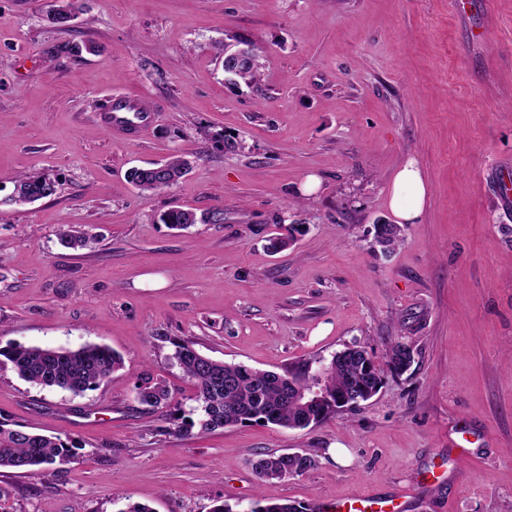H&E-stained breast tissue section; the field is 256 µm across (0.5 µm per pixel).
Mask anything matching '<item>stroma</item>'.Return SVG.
Wrapping results in <instances>:
<instances>
[{
  "label": "stroma",
  "instance_id": "1",
  "mask_svg": "<svg viewBox=\"0 0 512 512\" xmlns=\"http://www.w3.org/2000/svg\"><path fill=\"white\" fill-rule=\"evenodd\" d=\"M473 3L462 18L452 0H75L60 27L49 0H0V347L97 343L125 363L80 396L0 370V422L82 447L55 473L0 472V512L371 495L512 512V0ZM234 36L262 52L261 93L224 83L215 46ZM117 94L154 116L136 141L96 117ZM174 152L192 164L176 185L127 182ZM411 159L430 195L388 252L374 223ZM23 173L55 195L6 204ZM174 207L208 220L172 229ZM64 224L89 246H62ZM396 340L411 369L322 424L183 429L194 389L174 342L285 374L355 343L382 364ZM147 373L166 407L136 401ZM301 450L313 468L259 484L252 460Z\"/></svg>",
  "mask_w": 512,
  "mask_h": 512
}]
</instances>
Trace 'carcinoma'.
<instances>
[{
	"label": "carcinoma",
	"mask_w": 512,
	"mask_h": 512,
	"mask_svg": "<svg viewBox=\"0 0 512 512\" xmlns=\"http://www.w3.org/2000/svg\"><path fill=\"white\" fill-rule=\"evenodd\" d=\"M224 54L225 81L232 87H259L261 64L256 46L239 40L218 48ZM190 170V163L173 154L151 167H132L127 181L142 193H155L173 186ZM55 193V184L43 175L22 174L14 183L8 201L32 203ZM161 220L174 228L187 229L198 222L191 210L173 209ZM61 244L73 247L85 239L77 225L59 229ZM170 360L196 389L194 412L198 420L188 428L199 426L203 433L224 428L263 424L281 429H303L336 415L354 401L356 390H371L382 384L383 369L367 351L347 348L315 370L280 374L254 369L242 364L226 363L207 357L187 343L175 344ZM413 363V351L395 341L389 349L388 366L400 374ZM123 357L108 347L87 344L76 350L38 346L8 345L0 347V367H8L21 379L43 389H62L75 395L93 390L110 380L123 368ZM321 392L316 404L307 403L314 390ZM139 404L159 408L168 404L171 390L167 383L150 375L135 385ZM80 446L73 440L48 437L0 423V469L21 472H45L73 463ZM315 465L310 454H268L255 459L252 467L261 483L281 482L303 474ZM250 512H307V508L279 499L263 498Z\"/></svg>",
	"instance_id": "1"
}]
</instances>
